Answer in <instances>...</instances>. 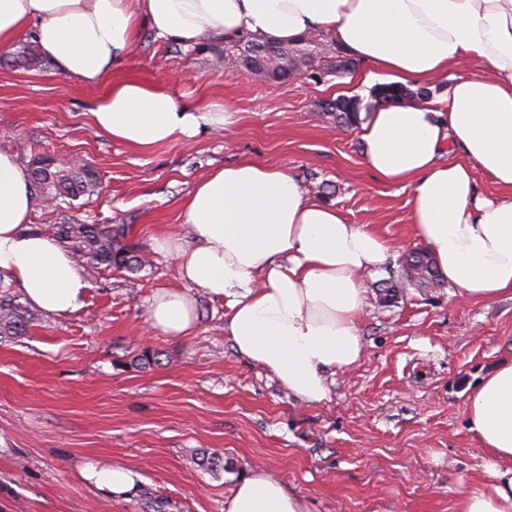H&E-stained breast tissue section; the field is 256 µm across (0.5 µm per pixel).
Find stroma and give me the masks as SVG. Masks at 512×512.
Instances as JSON below:
<instances>
[{"label": "stroma", "mask_w": 512, "mask_h": 512, "mask_svg": "<svg viewBox=\"0 0 512 512\" xmlns=\"http://www.w3.org/2000/svg\"><path fill=\"white\" fill-rule=\"evenodd\" d=\"M308 68L284 80L250 77L243 41L182 47L141 32L113 74L172 88L185 101L229 103L239 122L191 142L140 149L98 132L90 109L108 85L87 87L55 63L28 70L0 47V147L23 167L40 156L79 157L96 172L95 194L55 208L34 200L31 227L105 224L145 257L138 270L86 273L85 305L39 314L27 335L0 339V512H224L236 482L266 468L307 497L312 512H453L482 454L466 424L467 395L512 359V297L463 300L453 288L381 286L420 248L410 191L376 181L357 126H338L321 102L356 96L366 65L341 66L334 42L313 38ZM242 160L282 168L349 223L370 224L397 250L365 278L359 364L336 373L327 399L299 404L265 367L224 334V301L196 292L190 335L153 331L154 294L180 287L155 241L187 235L182 205L210 169ZM159 365L139 369L141 351ZM223 453L232 470L200 466ZM121 465L136 490L114 495L86 466Z\"/></svg>", "instance_id": "35a3bbf8"}]
</instances>
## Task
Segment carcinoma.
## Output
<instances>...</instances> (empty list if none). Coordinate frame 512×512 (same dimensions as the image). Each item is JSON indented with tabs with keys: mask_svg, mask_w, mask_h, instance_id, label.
Listing matches in <instances>:
<instances>
[{
	"mask_svg": "<svg viewBox=\"0 0 512 512\" xmlns=\"http://www.w3.org/2000/svg\"><path fill=\"white\" fill-rule=\"evenodd\" d=\"M247 48L249 55L245 56V67L252 75L285 79L295 71L296 63L288 59V50L281 46L250 40ZM15 62L30 67L39 65L42 57L37 44L26 41L17 52ZM375 95L379 102L386 103L413 96L426 98L429 93L421 89L413 91L399 84H383L377 87ZM323 108L334 111L339 124L353 125L358 121L354 99L338 98L324 103ZM30 178L36 196L56 208L68 200L89 195L97 188L96 176L89 167L64 165L53 157H44L38 166L31 168ZM52 234L71 246L79 263L94 271L102 267L131 270L143 265L140 256L131 248L119 245L112 237V230L101 224H55ZM442 282L443 277L432 257L427 250L420 249L408 254L400 271L390 274L382 286L385 291L397 295L409 287L436 288ZM34 320L35 313L23 306L17 296L7 291L0 293V337L23 336Z\"/></svg>",
	"mask_w": 512,
	"mask_h": 512,
	"instance_id": "cac0c4a2",
	"label": "carcinoma"
}]
</instances>
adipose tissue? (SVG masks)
<instances>
[{
	"label": "adipose tissue",
	"instance_id": "ef3b65f1",
	"mask_svg": "<svg viewBox=\"0 0 512 512\" xmlns=\"http://www.w3.org/2000/svg\"><path fill=\"white\" fill-rule=\"evenodd\" d=\"M184 46L251 36L294 44L324 36L401 85L473 67L448 94L360 112L367 168L410 189L412 228L458 297L512 294V0H0V46L33 35L68 77L107 96L90 111L96 130L149 148L191 140L237 121L229 104L198 107L168 88L112 81L142 30ZM498 187L488 197L478 176ZM28 172L0 148V288H15L50 316L84 305L88 283L55 239L31 231ZM190 240L157 241L183 289L156 293L148 323L168 336L196 323L192 289L226 302L224 333L238 354L267 368L304 403L328 396L327 379L355 366L364 273L395 246L371 225L348 223L287 171L254 161L211 170L183 203ZM466 422L482 472L454 512H512V360L471 389ZM224 512H311L304 496L257 467Z\"/></svg>",
	"mask_w": 512,
	"mask_h": 512
}]
</instances>
